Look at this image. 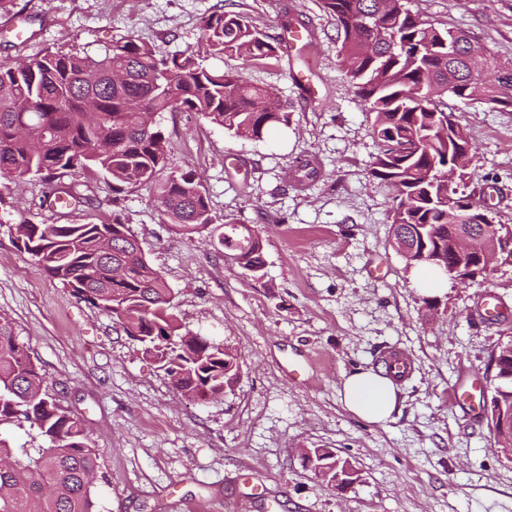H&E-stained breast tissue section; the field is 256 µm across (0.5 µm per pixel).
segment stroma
Wrapping results in <instances>:
<instances>
[{
	"mask_svg": "<svg viewBox=\"0 0 512 512\" xmlns=\"http://www.w3.org/2000/svg\"><path fill=\"white\" fill-rule=\"evenodd\" d=\"M33 35L0 32V65L58 51L98 55L135 36L174 54L204 50L201 20L224 8L277 41L305 25L312 48L291 65L248 63L253 84L278 94L289 127L254 141L194 112L155 118L167 140L166 173L193 172L217 221L258 233L267 265L243 276L208 236L163 223L152 187L112 190L102 171H68L83 203L52 208L45 179L0 176V316L29 351L43 393L85 426L98 458L97 512H512V460L485 415L453 404L449 389L479 376L491 387L492 357L512 339V316L485 326L474 314L485 292L512 307V266L487 281L446 279L426 297L393 245L392 190L369 173L377 152L371 116L339 57L334 20L319 0H15ZM440 28L469 31L512 60V0H408ZM318 89L305 98L297 75ZM474 146L464 194L512 225V108L454 103ZM310 161L317 172L304 177ZM130 228L173 291L183 329L242 354L233 394L185 399L110 315L49 278L15 240V226L103 224ZM389 350L412 362L389 421L350 413L344 377L374 369ZM329 448L357 469L342 489L315 476L304 448Z\"/></svg>",
	"mask_w": 512,
	"mask_h": 512,
	"instance_id": "stroma-1",
	"label": "stroma"
}]
</instances>
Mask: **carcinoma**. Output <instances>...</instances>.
<instances>
[{
  "mask_svg": "<svg viewBox=\"0 0 512 512\" xmlns=\"http://www.w3.org/2000/svg\"><path fill=\"white\" fill-rule=\"evenodd\" d=\"M335 21L342 64L359 102L373 116L378 151L370 174L394 188L389 212L394 237L416 247L408 263L437 266L448 256L458 224L493 227L485 206L460 212L469 196L448 184V161L466 154L448 101L505 108L500 87H512V62L489 52L464 30L439 28L406 7V0H321ZM208 53L163 55L132 36L97 56L54 52L0 66V173H48V196L77 204L79 184L56 173L96 167L112 177V190L151 185L162 221L184 235L203 233L224 248L242 274L264 276L261 238L245 224H215L201 182L190 172L161 178L165 138L144 113L198 112L228 133L261 141L287 127L291 111L269 89L211 58L243 62L277 57L250 21L217 10L202 19ZM483 52L496 82L473 95L472 49ZM19 248L44 273L81 299L109 313L144 347L190 401L233 391L241 353L206 336L181 332L169 310L173 294L127 225L18 224ZM500 366L491 387V411L512 413V340L493 356ZM43 377L12 326L0 317V429L26 422L44 439L17 455L0 436V512H94L90 476L97 453L81 420L42 392ZM500 452L512 460V428L487 420ZM308 466L330 483L347 486L357 471L328 448L309 449Z\"/></svg>",
  "mask_w": 512,
  "mask_h": 512,
  "instance_id": "carcinoma-1",
  "label": "carcinoma"
}]
</instances>
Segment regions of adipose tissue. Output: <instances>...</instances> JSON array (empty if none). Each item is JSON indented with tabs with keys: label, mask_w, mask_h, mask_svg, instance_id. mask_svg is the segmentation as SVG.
Segmentation results:
<instances>
[{
	"label": "adipose tissue",
	"mask_w": 512,
	"mask_h": 512,
	"mask_svg": "<svg viewBox=\"0 0 512 512\" xmlns=\"http://www.w3.org/2000/svg\"><path fill=\"white\" fill-rule=\"evenodd\" d=\"M340 395L349 412L369 423L386 421L397 405L393 383L371 370L360 369L346 376Z\"/></svg>",
	"instance_id": "1"
}]
</instances>
